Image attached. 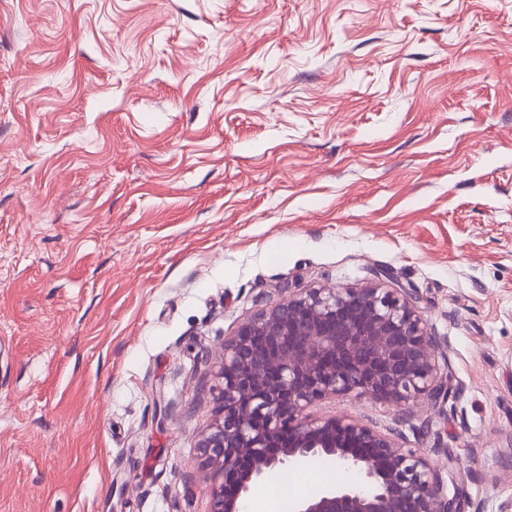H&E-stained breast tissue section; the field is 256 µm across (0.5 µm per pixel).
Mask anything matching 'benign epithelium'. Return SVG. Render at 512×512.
Masks as SVG:
<instances>
[{
  "instance_id": "7a95c632",
  "label": "benign epithelium",
  "mask_w": 512,
  "mask_h": 512,
  "mask_svg": "<svg viewBox=\"0 0 512 512\" xmlns=\"http://www.w3.org/2000/svg\"><path fill=\"white\" fill-rule=\"evenodd\" d=\"M215 379L216 417L198 443L213 472L210 512H241L269 471L323 458L358 483H332L292 512H458L427 456L343 416L308 413L351 393L398 409L444 394L426 321L396 289L290 294L240 324Z\"/></svg>"
}]
</instances>
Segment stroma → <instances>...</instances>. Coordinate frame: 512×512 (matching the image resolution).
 Here are the masks:
<instances>
[{
    "label": "stroma",
    "mask_w": 512,
    "mask_h": 512,
    "mask_svg": "<svg viewBox=\"0 0 512 512\" xmlns=\"http://www.w3.org/2000/svg\"><path fill=\"white\" fill-rule=\"evenodd\" d=\"M369 283L448 393L312 414L512 512V0H0V512H207L225 339Z\"/></svg>",
    "instance_id": "35a3bbf8"
}]
</instances>
